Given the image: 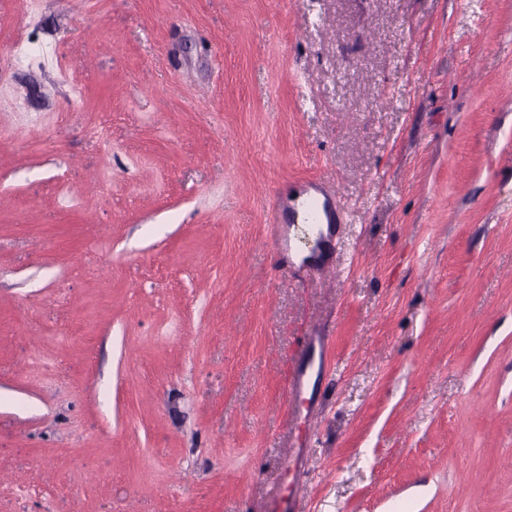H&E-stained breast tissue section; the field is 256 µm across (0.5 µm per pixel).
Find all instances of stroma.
<instances>
[{"instance_id": "obj_1", "label": "stroma", "mask_w": 512, "mask_h": 512, "mask_svg": "<svg viewBox=\"0 0 512 512\" xmlns=\"http://www.w3.org/2000/svg\"><path fill=\"white\" fill-rule=\"evenodd\" d=\"M28 2L0 512H512V0ZM311 182L306 279L266 218ZM316 190L312 185L301 191V194H307L308 198L301 201L299 204L297 200L292 197L288 201L279 205L277 209L272 210L270 225L271 237L280 241L276 242L279 245H284L286 241L287 225L285 224H310L311 226H318L319 224H326L327 232L324 234L318 231L319 238L317 245L320 250L315 259L308 263L302 264V270L306 274L313 273L321 267L329 254L331 242L336 237L339 224H334L339 221L341 211L336 204V200L323 197L320 200L314 199L311 192Z\"/></svg>"}]
</instances>
